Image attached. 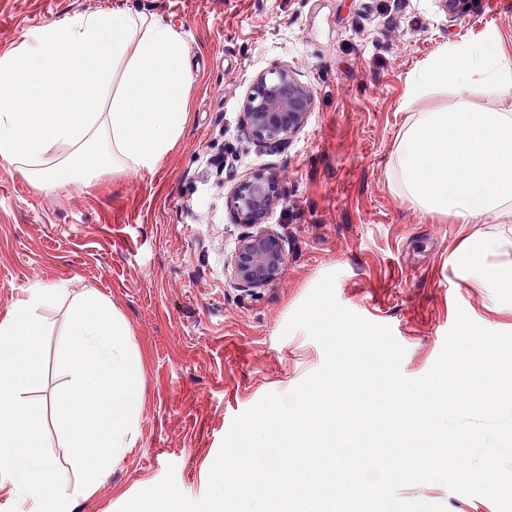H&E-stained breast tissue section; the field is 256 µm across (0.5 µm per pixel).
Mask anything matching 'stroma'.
<instances>
[{
  "label": "stroma",
  "mask_w": 512,
  "mask_h": 512,
  "mask_svg": "<svg viewBox=\"0 0 512 512\" xmlns=\"http://www.w3.org/2000/svg\"><path fill=\"white\" fill-rule=\"evenodd\" d=\"M114 0H0V52L27 29L97 11ZM183 25L192 70L189 119L151 173L104 172L92 186L47 194L0 160V320L29 284L64 282L69 297L41 314L47 365L35 397L55 400L72 297L93 290L130 329L141 365V414L129 448L73 512H119L173 471L200 498L235 416L284 394L319 369L305 332H281L320 279L336 273L338 302L388 326L406 349L409 378L439 356L457 310L512 333L498 310L457 274L456 259L488 224L423 215L398 197L387 167L412 75L445 42L498 32L512 61V0H130ZM291 69L309 86L306 126L277 149L244 132L255 77ZM222 156L224 175L208 158ZM277 177L281 200L264 229L287 264L263 288L238 287L231 260L247 228L228 206L254 172ZM399 495L447 512H497L483 496L438 483Z\"/></svg>",
  "instance_id": "1"
}]
</instances>
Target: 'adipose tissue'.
Masks as SVG:
<instances>
[{
	"label": "adipose tissue",
	"mask_w": 512,
	"mask_h": 512,
	"mask_svg": "<svg viewBox=\"0 0 512 512\" xmlns=\"http://www.w3.org/2000/svg\"><path fill=\"white\" fill-rule=\"evenodd\" d=\"M497 37L444 43L412 77L388 178L420 213L496 224L471 240L460 277L512 307V63ZM192 72L183 26L132 7L27 30L0 53V160L45 193L100 168L153 171L180 138ZM454 99L422 107L437 86Z\"/></svg>",
	"instance_id": "adipose-tissue-1"
}]
</instances>
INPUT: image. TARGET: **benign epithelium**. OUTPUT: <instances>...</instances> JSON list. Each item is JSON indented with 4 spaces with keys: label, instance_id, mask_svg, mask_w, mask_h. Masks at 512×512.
Returning <instances> with one entry per match:
<instances>
[{
    "label": "benign epithelium",
    "instance_id": "1",
    "mask_svg": "<svg viewBox=\"0 0 512 512\" xmlns=\"http://www.w3.org/2000/svg\"><path fill=\"white\" fill-rule=\"evenodd\" d=\"M255 91L244 111L248 133L258 142L276 144L301 130L313 106L309 88L292 72L279 69L255 79ZM281 199L277 178L256 173L240 184L231 207L242 224H259ZM287 262L280 238L270 232L247 233L233 258V273L241 288H262L275 281Z\"/></svg>",
    "mask_w": 512,
    "mask_h": 512
}]
</instances>
